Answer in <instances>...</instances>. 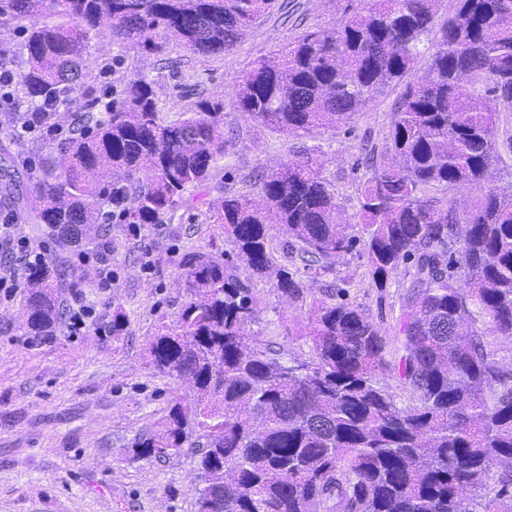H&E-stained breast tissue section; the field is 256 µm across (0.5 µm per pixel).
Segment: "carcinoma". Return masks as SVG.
Listing matches in <instances>:
<instances>
[{"label":"carcinoma","mask_w":512,"mask_h":512,"mask_svg":"<svg viewBox=\"0 0 512 512\" xmlns=\"http://www.w3.org/2000/svg\"><path fill=\"white\" fill-rule=\"evenodd\" d=\"M274 2L0 0V16L30 21L21 84L33 104L52 108L87 76V33L103 23L112 41L157 52L162 34L205 57L231 50ZM440 2L363 0L338 26L303 33L238 79L242 114L298 134L351 123L430 58L427 75L406 84L383 158L358 190L360 222L343 218L308 155L267 175L256 196L211 204L237 261L187 255L189 300L149 347L158 371L192 382L193 402L171 406L134 448L139 457L199 456L197 512H512V372L478 328L512 336V183L486 176L501 160L498 108L512 111V0H457L438 28ZM46 10L63 22H33ZM223 125L222 105L208 100L162 119L152 84L138 78L112 101L109 120L45 165L31 196L16 191L3 158L0 192L36 211L40 233L60 249L102 248V206L134 228L157 223L187 187L211 179L227 152ZM466 185L482 199L463 217L426 193ZM277 231L309 257L304 271L278 264ZM359 241L378 287L409 267L399 315L406 405L380 383L385 336L343 291L309 305L311 360L247 343L252 277L304 303L302 274L319 275ZM63 281L49 265L28 272V335L53 331Z\"/></svg>","instance_id":"carcinoma-1"}]
</instances>
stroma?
I'll list each match as a JSON object with an SVG mask.
<instances>
[{"mask_svg": "<svg viewBox=\"0 0 512 512\" xmlns=\"http://www.w3.org/2000/svg\"><path fill=\"white\" fill-rule=\"evenodd\" d=\"M358 0H275L230 51L199 57L176 43L149 53L130 43L90 37L92 74L51 121L57 135L18 143L8 122L30 107L23 92L0 103V149L8 150L21 188L43 158L83 127L84 105L105 94L120 95L131 79L153 85L160 115L181 119L202 99L224 104L228 152L206 187H190L159 223L131 229L111 224V290L96 286L90 264L68 265L65 307L82 299L97 319L78 335L58 324L54 335L30 336L25 329V288L0 300V512H197L196 455L184 451L166 460L135 457L132 446L157 422L172 400H191L188 381L158 371L148 348L162 326H174L188 300L182 259L190 252L223 256L232 245L212 219L211 204L223 195H254L264 175L303 153L317 156L336 188V201L357 221L356 188L369 171L365 153L382 152L401 86L389 87L350 128H316L299 135L243 118L235 79L252 62L278 52L303 32L336 26ZM398 269L386 287L369 275L364 247L333 258L329 271L310 281L309 297L328 299L338 289L362 309L390 341L391 371L381 382L397 395L405 390L394 369L402 352L400 295L408 284ZM257 317L247 328L250 344L285 348L289 358L313 356L304 325L307 308L289 303L266 279L253 281ZM124 327L112 335L113 313Z\"/></svg>", "mask_w": 512, "mask_h": 512, "instance_id": "35a3bbf8", "label": "stroma"}]
</instances>
